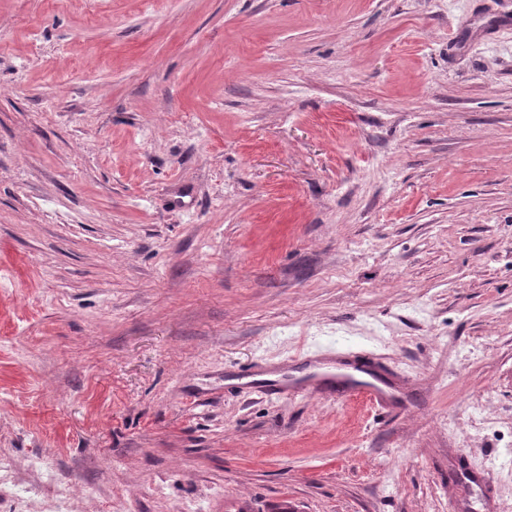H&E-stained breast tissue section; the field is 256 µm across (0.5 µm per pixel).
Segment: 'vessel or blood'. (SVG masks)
Here are the masks:
<instances>
[{"label": "vessel or blood", "instance_id": "vessel-or-blood-1", "mask_svg": "<svg viewBox=\"0 0 512 512\" xmlns=\"http://www.w3.org/2000/svg\"><path fill=\"white\" fill-rule=\"evenodd\" d=\"M228 392L299 395L319 394L326 397L360 396L376 407H393L398 388L383 377L375 364L345 353L313 355L303 366L279 365L230 374Z\"/></svg>", "mask_w": 512, "mask_h": 512}]
</instances>
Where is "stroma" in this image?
<instances>
[{
  "mask_svg": "<svg viewBox=\"0 0 512 512\" xmlns=\"http://www.w3.org/2000/svg\"><path fill=\"white\" fill-rule=\"evenodd\" d=\"M357 352L415 409L238 395ZM512 0H0V455L93 512H512Z\"/></svg>",
  "mask_w": 512,
  "mask_h": 512,
  "instance_id": "stroma-1",
  "label": "stroma"
}]
</instances>
